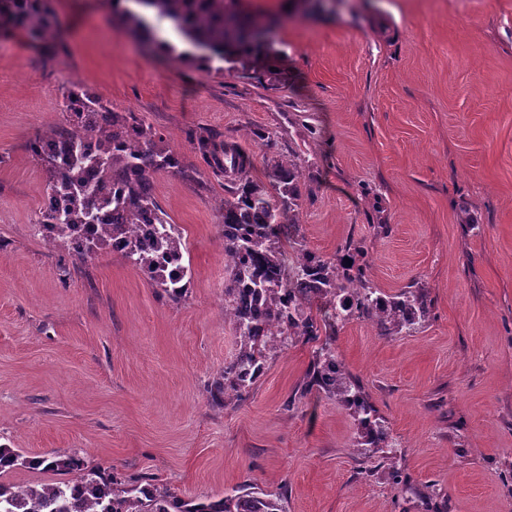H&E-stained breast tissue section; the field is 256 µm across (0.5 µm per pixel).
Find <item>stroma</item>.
Here are the masks:
<instances>
[{
	"label": "stroma",
	"mask_w": 512,
	"mask_h": 512,
	"mask_svg": "<svg viewBox=\"0 0 512 512\" xmlns=\"http://www.w3.org/2000/svg\"><path fill=\"white\" fill-rule=\"evenodd\" d=\"M49 6L52 56L25 31L0 37V444L77 450L184 499L251 480L286 489L288 512H512V0H248L279 21L278 70L261 80L132 37L110 0ZM74 86L135 113L197 170L154 177L188 243L179 301L112 251L75 260L37 229L45 180L28 143L65 121ZM210 132L260 179L268 159L296 157L309 250L364 240L376 288L429 291L416 330L327 329L412 492L359 447L351 411L302 394L318 343L276 350L241 401L212 404L236 337L224 180L188 140Z\"/></svg>",
	"instance_id": "obj_1"
}]
</instances>
